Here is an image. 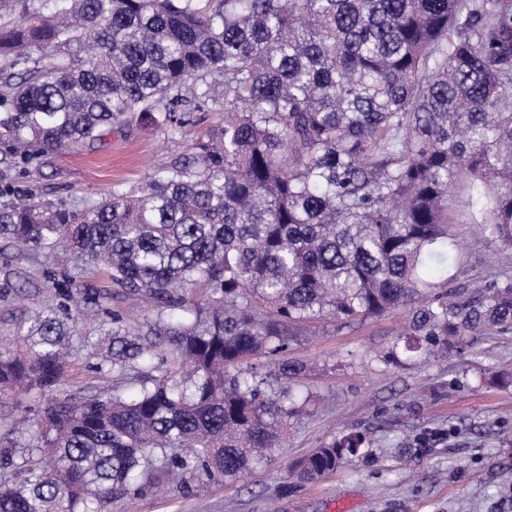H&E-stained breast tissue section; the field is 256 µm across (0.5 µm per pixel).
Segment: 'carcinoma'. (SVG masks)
I'll return each mask as SVG.
<instances>
[{
  "label": "carcinoma",
  "mask_w": 512,
  "mask_h": 512,
  "mask_svg": "<svg viewBox=\"0 0 512 512\" xmlns=\"http://www.w3.org/2000/svg\"><path fill=\"white\" fill-rule=\"evenodd\" d=\"M0 26V160L93 149L134 124L178 132L224 113L193 151L70 207L0 203V240L58 251L52 299L0 342V402L61 382L72 308L97 379L24 432L0 421V512H112L162 476L232 480L282 446L310 402L294 330L402 310L390 358L512 328V276L479 292L431 279L454 248L448 190L512 246V0H56ZM103 273L150 309L130 322ZM364 439L298 461L332 474Z\"/></svg>",
  "instance_id": "cac0c4a2"
}]
</instances>
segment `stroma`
I'll list each match as a JSON object with an SVG mask.
<instances>
[{
    "mask_svg": "<svg viewBox=\"0 0 512 512\" xmlns=\"http://www.w3.org/2000/svg\"><path fill=\"white\" fill-rule=\"evenodd\" d=\"M223 123V113L204 112L173 136L133 125L93 151L54 155L24 174L0 163V185L74 206L119 182L142 185L153 167ZM468 212L467 194L455 193L448 220L457 246L447 263L454 288L512 272V250L475 235ZM403 331V314L392 313L300 332L290 355L312 373L295 389L313 399L272 461L198 492L167 484L115 502L112 512H329L340 500L351 512H512V384L494 380L512 372V333L467 336L402 365L385 361ZM352 432L366 443L333 475L289 479L292 463Z\"/></svg>",
    "mask_w": 512,
    "mask_h": 512,
    "instance_id": "stroma-1",
    "label": "stroma"
}]
</instances>
